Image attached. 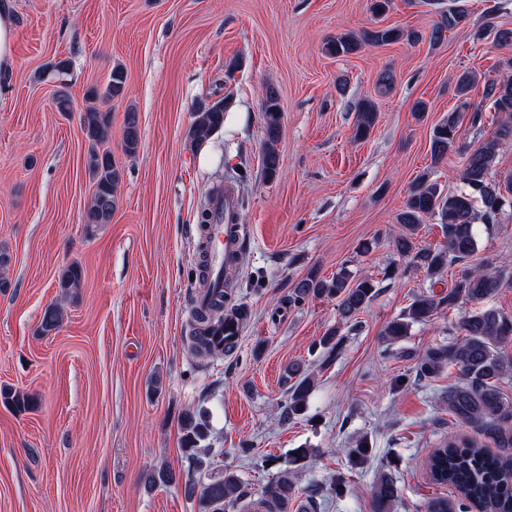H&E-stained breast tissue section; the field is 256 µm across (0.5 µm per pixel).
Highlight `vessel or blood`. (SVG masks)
Wrapping results in <instances>:
<instances>
[{
    "instance_id": "vessel-or-blood-1",
    "label": "vessel or blood",
    "mask_w": 512,
    "mask_h": 512,
    "mask_svg": "<svg viewBox=\"0 0 512 512\" xmlns=\"http://www.w3.org/2000/svg\"><path fill=\"white\" fill-rule=\"evenodd\" d=\"M206 207L213 221L199 228L204 246V286L193 301V308L198 312L208 310L227 289L224 269L234 264L245 238L242 225L235 220L238 211V190L235 185L225 184L223 191L210 196ZM209 341L219 350L226 347L238 349L243 341L241 323L227 320L210 336Z\"/></svg>"
}]
</instances>
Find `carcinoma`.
Listing matches in <instances>:
<instances>
[{"label":"carcinoma","instance_id":"obj_1","mask_svg":"<svg viewBox=\"0 0 512 512\" xmlns=\"http://www.w3.org/2000/svg\"><path fill=\"white\" fill-rule=\"evenodd\" d=\"M465 19L459 11L450 10L440 15L431 31L430 40L437 43L445 33L458 27ZM404 37L396 27L365 30L362 34L344 33L330 40L326 51L330 55L352 54L365 45H387ZM483 84V99L494 111L505 116L495 136L474 149L457 146L460 113L456 110L443 116L433 129L431 155L434 161L443 160L448 152L464 153L460 180L466 190L445 191L431 173L423 172L413 181L405 208L397 217L401 233L391 238L394 251L406 260L405 266H394L385 276H405L409 271L422 270L428 275L441 272L451 264L461 268L453 288L445 294L420 295L398 318L384 329L386 341L393 344L408 335L411 325L429 320L443 307H454L461 301L479 303L496 295L504 285V271L488 265L471 268L468 261L478 250L475 221L487 224L497 220L505 207H512V176L496 180L492 168L502 146L512 143V77L484 78L474 70L462 72L456 82V96L463 99L478 84ZM126 89V76L120 66L112 69L103 92L96 96L110 103L122 98ZM228 105L220 100L213 105L199 107L192 113L188 135L197 145L207 142L224 127V112ZM378 115L374 103L363 100L358 107L353 138L366 139L372 132ZM81 128L89 143L87 171L93 183L85 223L109 224L117 205V190L122 173L104 144L108 138L110 113L91 109L81 114ZM264 137L261 148V171L273 179L279 174L280 155L277 144L282 127V110L278 95L268 91L263 104ZM140 143L138 120L135 112L128 111L124 129V153L133 156ZM439 217L445 225L446 241L438 247L419 248L414 235L423 219ZM83 267L71 263L58 276L59 297L67 299L82 286ZM376 295L375 281L369 275L355 276L343 269L331 279L308 276L300 280L289 296V302L298 305L309 297L334 298L337 301L338 325L330 327L320 345L331 353L341 343V327L354 321ZM63 322V308L58 302L45 307L39 329L44 335L57 332ZM460 336L426 348L418 357L417 372L433 377L446 368H454L460 381L448 387V413L455 421L470 429L471 436L448 435L435 449L429 460L431 479L451 487L460 495L452 502L443 497L427 503V512H512V398L504 393L501 384L512 371V360L504 355V347L512 343V316L494 307H481L468 312L448 327V334ZM286 397L279 404L280 418L291 420L306 411L313 387V378L299 362L288 365ZM0 399L17 411H27L33 401L24 394L1 390ZM182 447L189 462L201 468V442L208 433L207 421L193 412L181 420ZM493 447L488 448L483 440ZM308 449L298 448L288 460L289 467L261 491L269 510L285 512L286 505L296 493V475ZM189 494H199L208 512H224L247 496V492L233 471L218 475L207 474L206 481L186 484ZM401 497V490L388 474H381L372 491V512H392Z\"/></svg>","mask_w":512,"mask_h":512}]
</instances>
